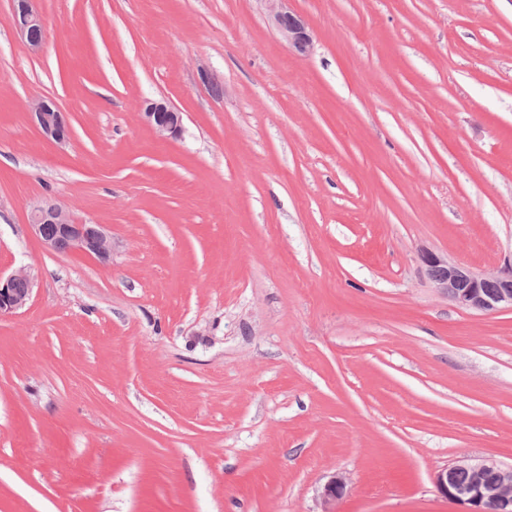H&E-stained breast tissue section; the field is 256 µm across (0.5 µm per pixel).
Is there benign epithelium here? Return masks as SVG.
<instances>
[{
  "label": "benign epithelium",
  "instance_id": "7a95c632",
  "mask_svg": "<svg viewBox=\"0 0 512 512\" xmlns=\"http://www.w3.org/2000/svg\"><path fill=\"white\" fill-rule=\"evenodd\" d=\"M272 22L288 44L300 55H307L312 36L305 21L280 6L282 0H266ZM14 26L21 41L31 50L41 48L46 34L42 16L35 11L33 0H14ZM29 112L41 135L48 141L64 142L70 137L68 125L60 118V110L52 100H35ZM144 123L161 139L177 137L183 129V115L166 102L148 104L143 112ZM29 226L46 248L58 256L73 252L106 260L112 254V237L101 224L77 222L60 204L50 201L34 205L28 216ZM425 273L439 292L457 307L480 313H496L512 309V263L485 274H477L464 264L451 262L434 251L421 257ZM32 293V280L21 269L6 279L0 278V315L14 313L26 306ZM492 471L497 481L488 484L483 474ZM467 472L471 479L457 480ZM437 490L451 501L463 506V512H512V465L505 466L493 458L461 459L435 472ZM346 483L333 477L321 493L325 504L341 499Z\"/></svg>",
  "mask_w": 512,
  "mask_h": 512
}]
</instances>
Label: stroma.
Listing matches in <instances>:
<instances>
[{
  "label": "stroma",
  "mask_w": 512,
  "mask_h": 512,
  "mask_svg": "<svg viewBox=\"0 0 512 512\" xmlns=\"http://www.w3.org/2000/svg\"><path fill=\"white\" fill-rule=\"evenodd\" d=\"M0 0V512H460L512 464V310L456 307L422 251L512 260V0ZM72 129L45 140L26 108ZM164 99L176 139L141 120ZM50 199L107 262L28 227ZM14 26L21 41L33 51H38L46 34L42 16L35 11L33 0H14ZM269 3L272 22L288 44L300 55L306 56L312 47V36L305 21L289 11L283 10L279 3L286 0H264ZM29 112L46 140L60 143L69 139L70 129L60 118V110L54 101L46 99L32 101ZM32 280L21 269L5 280L0 275V315L14 313L26 306L32 293ZM460 472L469 473L471 479L462 473L459 475L461 482L458 481ZM484 473L485 481L493 484L484 481ZM433 482L444 497L462 505L463 512H488L490 504L494 512L512 511V465L505 466L493 458L458 460L436 471Z\"/></svg>",
  "instance_id": "obj_1"
}]
</instances>
